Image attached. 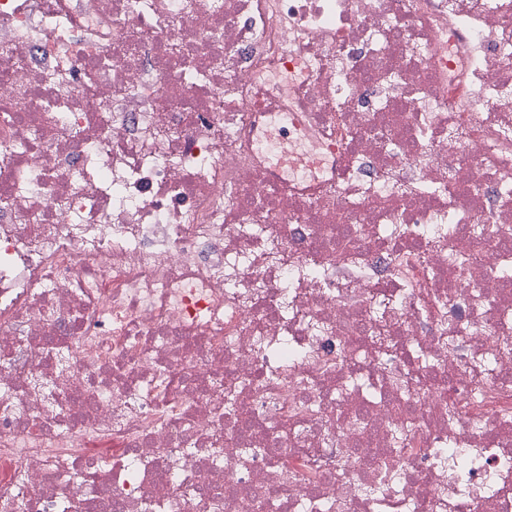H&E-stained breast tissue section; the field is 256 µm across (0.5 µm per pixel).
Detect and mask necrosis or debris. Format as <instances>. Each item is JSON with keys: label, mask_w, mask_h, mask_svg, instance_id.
Returning <instances> with one entry per match:
<instances>
[{"label": "necrosis or debris", "mask_w": 512, "mask_h": 512, "mask_svg": "<svg viewBox=\"0 0 512 512\" xmlns=\"http://www.w3.org/2000/svg\"><path fill=\"white\" fill-rule=\"evenodd\" d=\"M509 267L512 0H0V512H512Z\"/></svg>", "instance_id": "necrosis-or-debris-1"}]
</instances>
